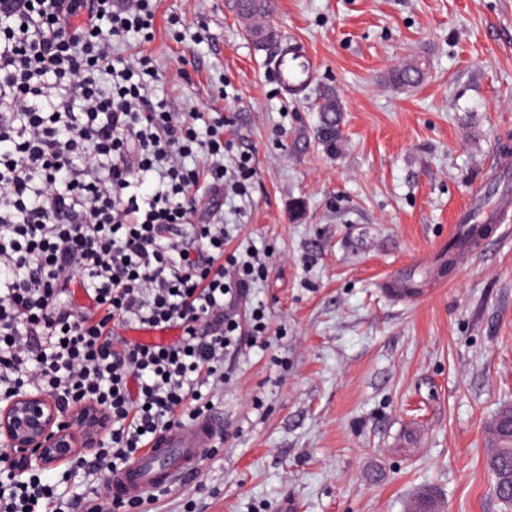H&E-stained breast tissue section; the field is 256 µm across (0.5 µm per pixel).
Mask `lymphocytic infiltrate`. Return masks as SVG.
Returning <instances> with one entry per match:
<instances>
[{
  "mask_svg": "<svg viewBox=\"0 0 512 512\" xmlns=\"http://www.w3.org/2000/svg\"><path fill=\"white\" fill-rule=\"evenodd\" d=\"M153 22V0H0V395L88 400L112 421L80 462L91 492L63 497L38 471L0 479V512H114L112 472L210 414L225 355L267 329L255 311L239 330L233 310L265 263L225 256L216 201L246 193L250 156L225 169L224 117L198 132L154 99L150 57L112 51ZM195 154L207 174L187 164ZM203 209L211 220L188 242L181 228ZM75 282L87 307L66 300ZM127 328L179 335L145 344Z\"/></svg>",
  "mask_w": 512,
  "mask_h": 512,
  "instance_id": "1",
  "label": "lymphocytic infiltrate"
}]
</instances>
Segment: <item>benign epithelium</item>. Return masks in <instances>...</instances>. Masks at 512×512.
Instances as JSON below:
<instances>
[{
  "label": "benign epithelium",
  "instance_id": "obj_1",
  "mask_svg": "<svg viewBox=\"0 0 512 512\" xmlns=\"http://www.w3.org/2000/svg\"><path fill=\"white\" fill-rule=\"evenodd\" d=\"M110 430L107 412L89 401L61 404L40 390L0 399V443L12 450L16 482L37 469L69 464L97 447Z\"/></svg>",
  "mask_w": 512,
  "mask_h": 512
}]
</instances>
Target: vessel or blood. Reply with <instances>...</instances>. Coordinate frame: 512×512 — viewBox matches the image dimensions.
Returning a JSON list of instances; mask_svg holds the SVG:
<instances>
[{
  "mask_svg": "<svg viewBox=\"0 0 512 512\" xmlns=\"http://www.w3.org/2000/svg\"><path fill=\"white\" fill-rule=\"evenodd\" d=\"M276 77L281 87L297 86L307 83L309 68L293 62L277 67ZM223 433V418L218 412L162 433L144 452L113 472L110 478L113 500L141 499L148 491L181 484L196 471L204 453L217 444Z\"/></svg>",
  "mask_w": 512,
  "mask_h": 512,
  "instance_id": "vessel-or-blood-1",
  "label": "vessel or blood"
}]
</instances>
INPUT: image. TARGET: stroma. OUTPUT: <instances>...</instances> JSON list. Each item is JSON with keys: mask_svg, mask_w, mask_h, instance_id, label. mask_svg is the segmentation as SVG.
Wrapping results in <instances>:
<instances>
[{"mask_svg": "<svg viewBox=\"0 0 512 512\" xmlns=\"http://www.w3.org/2000/svg\"><path fill=\"white\" fill-rule=\"evenodd\" d=\"M231 0H156L148 53L158 96L221 113L256 175L223 204L225 255L258 250L268 324L228 355L221 445L154 512H407L434 490L446 512H507L485 427L512 404V0H276L270 24L313 79L274 80ZM418 57L423 81L386 79ZM343 101L335 149L320 89ZM486 246L439 264L463 220ZM419 291L400 296L396 283Z\"/></svg>", "mask_w": 512, "mask_h": 512, "instance_id": "35a3bbf8", "label": "stroma"}]
</instances>
